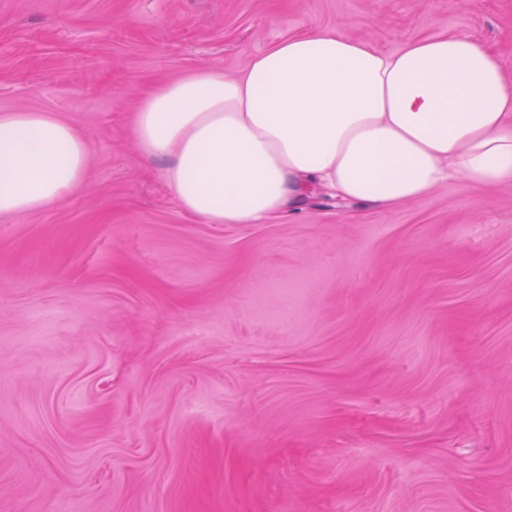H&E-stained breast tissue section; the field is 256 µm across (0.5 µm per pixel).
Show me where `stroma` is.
Masks as SVG:
<instances>
[{
    "label": "stroma",
    "mask_w": 512,
    "mask_h": 512,
    "mask_svg": "<svg viewBox=\"0 0 512 512\" xmlns=\"http://www.w3.org/2000/svg\"><path fill=\"white\" fill-rule=\"evenodd\" d=\"M328 27L512 78V0H0V113L90 153L0 217V512H512V186L209 224L131 137L149 87Z\"/></svg>",
    "instance_id": "35a3bbf8"
}]
</instances>
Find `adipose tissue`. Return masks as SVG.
<instances>
[{
	"label": "adipose tissue",
	"instance_id": "obj_1",
	"mask_svg": "<svg viewBox=\"0 0 512 512\" xmlns=\"http://www.w3.org/2000/svg\"><path fill=\"white\" fill-rule=\"evenodd\" d=\"M130 130L180 209L210 224H257L319 188L393 209L450 179L473 193L512 185V84L468 35L387 52L336 28L295 31L236 76L155 85ZM88 162L75 123L1 112L0 216L77 194Z\"/></svg>",
	"mask_w": 512,
	"mask_h": 512
}]
</instances>
